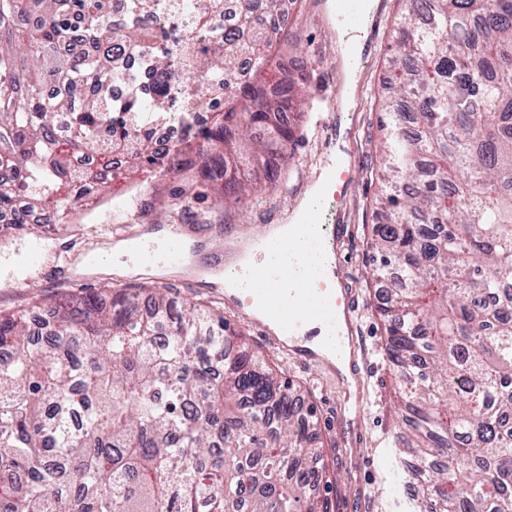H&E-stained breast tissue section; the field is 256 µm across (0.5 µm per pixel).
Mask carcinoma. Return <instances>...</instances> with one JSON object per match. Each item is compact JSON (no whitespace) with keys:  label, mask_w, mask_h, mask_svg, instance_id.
<instances>
[{"label":"carcinoma","mask_w":512,"mask_h":512,"mask_svg":"<svg viewBox=\"0 0 512 512\" xmlns=\"http://www.w3.org/2000/svg\"><path fill=\"white\" fill-rule=\"evenodd\" d=\"M221 2L191 0L199 38L219 36ZM406 2L394 77L414 132L401 131L398 102L385 106L372 239L399 462L418 483L411 512H512V0ZM258 4L236 5L247 41L226 35L224 50L195 59L227 102L196 129L194 156L170 166L204 182L222 167L226 208L285 164L294 133L282 115L314 107L292 78L267 93L278 30L257 26ZM125 8L110 27L112 0H0V212L12 226L28 229L36 211L59 224L100 190L92 173L76 186L69 158L100 151L102 137L111 153L159 162L151 128L169 115L178 72L157 0ZM85 39L96 54L62 51ZM121 48L147 52L161 81L133 74L128 97L110 98ZM77 81L99 95H45ZM0 351V512H328L306 491L323 481L311 414L222 312L110 286L0 314Z\"/></svg>","instance_id":"cac0c4a2"}]
</instances>
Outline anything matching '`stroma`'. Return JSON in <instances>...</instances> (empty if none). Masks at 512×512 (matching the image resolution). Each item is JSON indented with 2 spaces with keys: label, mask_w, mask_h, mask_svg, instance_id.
Masks as SVG:
<instances>
[{
  "label": "stroma",
  "mask_w": 512,
  "mask_h": 512,
  "mask_svg": "<svg viewBox=\"0 0 512 512\" xmlns=\"http://www.w3.org/2000/svg\"><path fill=\"white\" fill-rule=\"evenodd\" d=\"M324 2L291 0L288 29L301 48L279 47L267 71L272 78L287 71L289 63L304 67L305 89L319 104L318 111L295 119L293 156L278 182L256 186L251 199L236 208L215 207L214 196L209 193L181 213L174 204L187 191L188 178L156 166L128 169L123 185L103 186L97 201L84 206L66 231L53 228L40 233L44 262L28 275H21L18 262L28 249L31 233L17 230L0 237V313L11 314L37 301L50 303L70 290L97 292L104 282L115 278L133 288L167 285L178 300L221 308L249 347L263 352L283 381L300 389L306 403L314 406L317 444L329 473V481L320 486L319 493L327 499L329 512H408L409 497L403 492L407 481L395 470L400 453V423L395 409L398 377L385 353L386 335L376 312L378 292L370 280L374 267L370 241L372 226L378 221L375 199L380 193L381 101L391 94L385 82L392 55L389 33L403 5L401 0H377L373 21L351 31L330 19ZM355 41L362 42L365 50L353 106L345 112L332 94L339 63L337 48ZM321 114L332 123L347 126L350 138L352 182L335 203L336 221L348 230L347 238L337 247V264L339 270L353 273L349 285L356 289L361 302L354 327L363 338L369 369L359 392L361 415L357 421L368 439L364 445L340 435L336 427V402L345 392L334 368L295 365L257 331L239 306L225 304L223 288L204 276L223 260L224 239L240 225L248 224L258 231L263 225L287 221L333 151L328 130L317 123ZM169 224L220 225V233L200 239L194 249L198 273L170 270L161 275L117 277L111 266L87 268L81 262L86 248L108 252L118 241L135 240L146 230Z\"/></svg>",
  "instance_id": "obj_1"
}]
</instances>
